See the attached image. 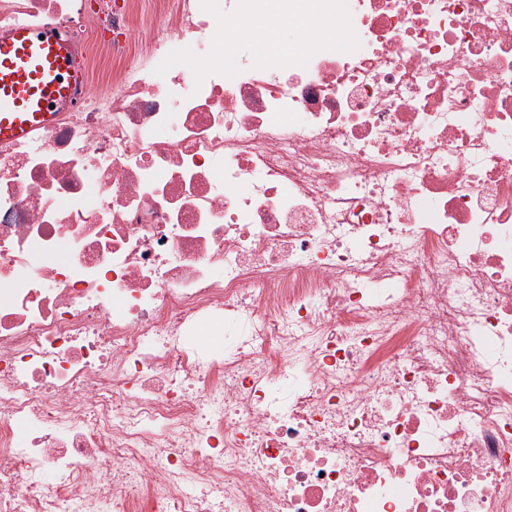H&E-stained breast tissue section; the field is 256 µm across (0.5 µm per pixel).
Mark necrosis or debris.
I'll return each mask as SVG.
<instances>
[{
  "mask_svg": "<svg viewBox=\"0 0 512 512\" xmlns=\"http://www.w3.org/2000/svg\"><path fill=\"white\" fill-rule=\"evenodd\" d=\"M348 4L199 84L201 0H0L87 76L0 142V512H512V0Z\"/></svg>",
  "mask_w": 512,
  "mask_h": 512,
  "instance_id": "obj_1",
  "label": "necrosis or debris"
}]
</instances>
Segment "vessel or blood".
Returning <instances> with one entry per match:
<instances>
[{"mask_svg":"<svg viewBox=\"0 0 512 512\" xmlns=\"http://www.w3.org/2000/svg\"><path fill=\"white\" fill-rule=\"evenodd\" d=\"M85 82L69 47L48 27L0 35V140L51 125Z\"/></svg>","mask_w":512,"mask_h":512,"instance_id":"1","label":"vessel or blood"}]
</instances>
